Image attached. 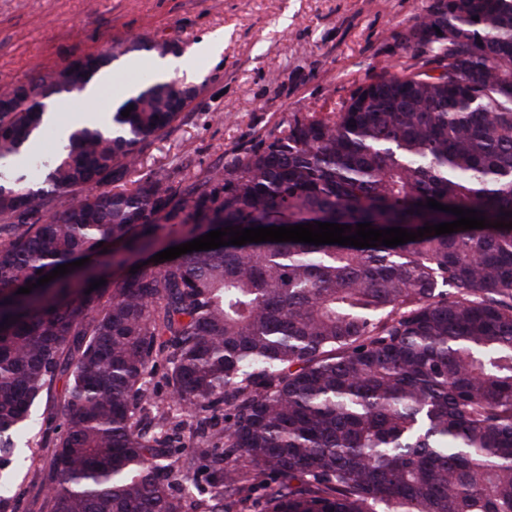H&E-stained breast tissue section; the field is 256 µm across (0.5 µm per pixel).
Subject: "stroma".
I'll return each instance as SVG.
<instances>
[{"instance_id":"1","label":"stroma","mask_w":512,"mask_h":512,"mask_svg":"<svg viewBox=\"0 0 512 512\" xmlns=\"http://www.w3.org/2000/svg\"><path fill=\"white\" fill-rule=\"evenodd\" d=\"M428 0H0V92L38 79L90 53L123 48L108 69L116 80L156 81L146 51L136 42L194 49L204 37H224L219 61H194L191 86L199 93L159 139L145 144L136 167L121 180L157 171L175 183L202 182L269 140L289 120L329 111L373 81L383 69L410 56V28ZM54 122L33 152L51 157L78 95L57 97ZM66 379L33 409V436L9 490L16 512H41L55 450L39 436L57 414Z\"/></svg>"}]
</instances>
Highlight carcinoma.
I'll list each match as a JSON object with an SVG mask.
<instances>
[{"label":"carcinoma","instance_id":"carcinoma-1","mask_svg":"<svg viewBox=\"0 0 512 512\" xmlns=\"http://www.w3.org/2000/svg\"><path fill=\"white\" fill-rule=\"evenodd\" d=\"M408 61L324 116L209 178L155 173L113 186L177 120L176 81L146 86L108 124L72 131L24 182L11 161L71 93L65 69L0 110V470L32 407L70 376L46 512H188L176 484L210 462L217 490L259 491L263 512H512V0H429ZM88 60L80 83L110 64ZM134 106L130 115L121 112ZM397 247L260 242L194 251L130 273L183 224L452 222ZM103 247H98V244ZM107 248L28 294L57 266ZM106 283L89 290L90 283ZM162 364L176 404L224 411L192 453L163 428L145 374Z\"/></svg>","mask_w":512,"mask_h":512}]
</instances>
